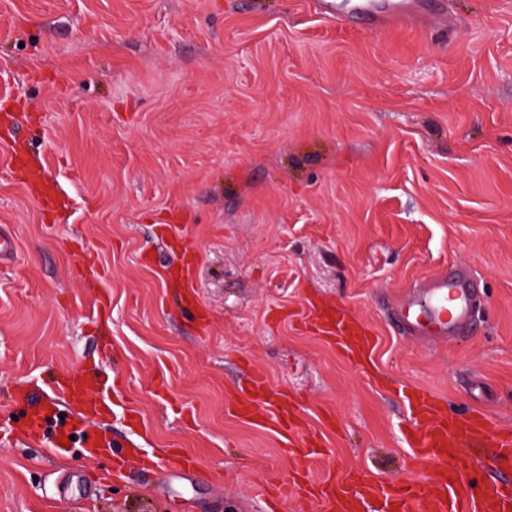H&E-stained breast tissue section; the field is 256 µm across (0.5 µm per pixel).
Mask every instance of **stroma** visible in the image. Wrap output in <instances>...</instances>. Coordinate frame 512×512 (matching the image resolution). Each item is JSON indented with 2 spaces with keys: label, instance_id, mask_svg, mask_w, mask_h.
I'll return each mask as SVG.
<instances>
[{
  "label": "stroma",
  "instance_id": "35a3bbf8",
  "mask_svg": "<svg viewBox=\"0 0 512 512\" xmlns=\"http://www.w3.org/2000/svg\"><path fill=\"white\" fill-rule=\"evenodd\" d=\"M355 2L0 0V424L74 371L136 414L98 454L51 422L0 438V512H315L337 470L416 479L400 383L512 428V0L398 27ZM453 269L468 331L404 333L396 299ZM314 304L375 336L370 365L303 325ZM254 372L319 454L235 412ZM173 448L197 467L163 473Z\"/></svg>",
  "mask_w": 512,
  "mask_h": 512
}]
</instances>
